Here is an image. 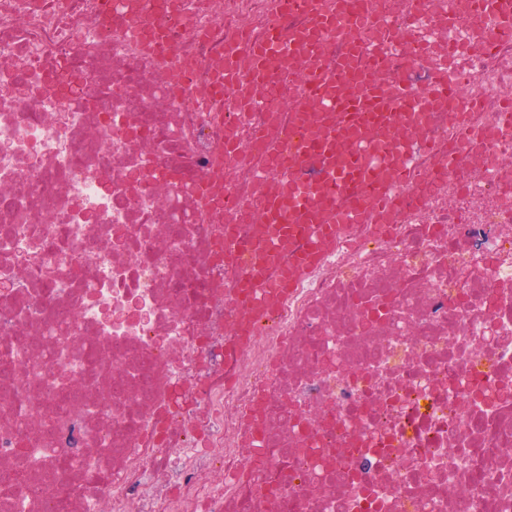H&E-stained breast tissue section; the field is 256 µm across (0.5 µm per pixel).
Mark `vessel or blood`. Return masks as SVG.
<instances>
[{"label": "vessel or blood", "mask_w": 512, "mask_h": 512, "mask_svg": "<svg viewBox=\"0 0 512 512\" xmlns=\"http://www.w3.org/2000/svg\"><path fill=\"white\" fill-rule=\"evenodd\" d=\"M318 4L284 0L254 36L239 23L224 26L231 44L224 84L232 89L227 100L233 111L259 103L271 73L306 92L289 101L287 123L254 131L250 149L234 137L224 142L225 159H245L254 149L280 175L274 189L258 194L254 211L234 217L264 227L258 246L237 255L247 271L237 302V333L245 337L254 335L289 288L335 246L342 225L362 224L382 237L389 225L403 222L408 206L394 188L413 177L405 162L408 152L435 156L437 174L444 178L455 170L460 149L475 146L469 140L443 151L426 134L429 113H448L457 125L465 120L459 104L463 87L451 77L460 65L458 48L417 40L408 56L364 70L359 61L393 17L389 0H370L369 8L354 16L341 9L322 14ZM433 6V0H411L402 30H414ZM469 8L489 21L479 34L485 46L512 37V0H469ZM244 54L251 60L246 73L238 64ZM416 70L431 72L432 82L411 81Z\"/></svg>", "instance_id": "obj_1"}]
</instances>
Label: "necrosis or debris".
Returning <instances> with one entry per match:
<instances>
[{
	"label": "necrosis or debris",
	"mask_w": 512,
	"mask_h": 512,
	"mask_svg": "<svg viewBox=\"0 0 512 512\" xmlns=\"http://www.w3.org/2000/svg\"><path fill=\"white\" fill-rule=\"evenodd\" d=\"M254 0H0V512H512V45L485 138L239 348L215 85Z\"/></svg>",
	"instance_id": "obj_1"
}]
</instances>
